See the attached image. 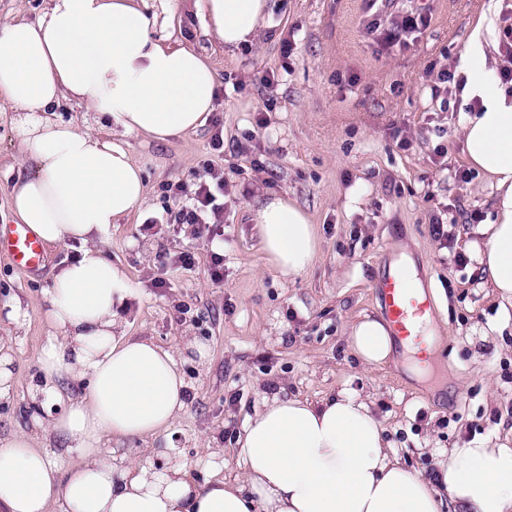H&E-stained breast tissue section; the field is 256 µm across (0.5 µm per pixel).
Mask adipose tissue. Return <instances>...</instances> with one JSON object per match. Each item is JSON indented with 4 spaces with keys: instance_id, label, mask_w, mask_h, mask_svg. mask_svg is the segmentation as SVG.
Returning <instances> with one entry per match:
<instances>
[{
    "instance_id": "ef3b65f1",
    "label": "adipose tissue",
    "mask_w": 512,
    "mask_h": 512,
    "mask_svg": "<svg viewBox=\"0 0 512 512\" xmlns=\"http://www.w3.org/2000/svg\"><path fill=\"white\" fill-rule=\"evenodd\" d=\"M205 29L232 49L256 39L268 0H194ZM172 0H47L36 20H0V112L23 125L11 188L18 223L44 242L76 243L80 255L45 291L48 340L33 404L59 405L45 431L76 462L53 460L24 432L0 437V512H512V446L449 449L433 475L392 459L369 398L348 391L313 403L272 398L236 439L241 480L212 472L198 484L186 465L165 470L114 457L127 439L153 442L183 414L186 383L174 353L127 335L119 310L131 293L124 270L101 255L113 224L147 197L145 166L126 136L156 141L195 130L217 97V76L193 50L160 31ZM498 0H489L460 61L465 99L481 107L460 135L466 162L493 189L482 225L481 271L512 302V92L487 65L498 42ZM75 101L95 122L56 119ZM260 248L281 278L303 273L319 248L307 213L281 195L264 199ZM394 338L385 319L360 315L349 348L384 367Z\"/></svg>"
}]
</instances>
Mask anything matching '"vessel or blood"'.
<instances>
[{
	"mask_svg": "<svg viewBox=\"0 0 512 512\" xmlns=\"http://www.w3.org/2000/svg\"><path fill=\"white\" fill-rule=\"evenodd\" d=\"M0 256L8 258L18 270L31 273L44 266L46 247L27 225L7 224L0 226ZM376 298L395 335L404 338L413 335L417 318L432 312L430 299L416 298L413 279L400 268L387 271L377 287Z\"/></svg>",
	"mask_w": 512,
	"mask_h": 512,
	"instance_id": "obj_1",
	"label": "vessel or blood"
}]
</instances>
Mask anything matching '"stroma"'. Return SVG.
I'll use <instances>...</instances> for the list:
<instances>
[{
	"instance_id": "35a3bbf8",
	"label": "stroma",
	"mask_w": 512,
	"mask_h": 512,
	"mask_svg": "<svg viewBox=\"0 0 512 512\" xmlns=\"http://www.w3.org/2000/svg\"><path fill=\"white\" fill-rule=\"evenodd\" d=\"M487 0H270L251 44L226 50L205 35L201 15L177 13L174 39L204 56L217 75L215 109L196 130L164 142L126 138L147 162L149 194L140 211L113 225L104 255L133 290L121 315L128 335L173 350L188 384L187 407L169 436V457L130 440L117 453L165 468L186 464L205 483L214 460L225 480L240 478L235 439L263 400L318 402L348 390L367 395L399 462L436 469L442 449L512 435V305L478 271L458 266L476 230L492 219V189L465 162L462 121L476 110L461 88L436 91L440 70L460 56ZM425 10L428 21L389 44L395 15ZM222 126L223 150L211 147ZM18 131L0 125V225L14 223L10 187L19 169ZM224 175V237L162 218L165 186L194 182L203 161ZM285 195L315 224L314 263L291 280L260 249L256 211L263 196ZM155 219L143 233L146 219ZM442 224L447 237L433 235ZM195 252L193 268L162 271L161 249ZM224 253V280L210 277V254ZM77 245L50 246L48 263L23 273L0 258V335L15 339L18 382L0 398V436L37 431L30 400L47 341L44 295ZM412 260L439 327L429 380L409 377L405 355L366 369L349 349L359 315H381L375 288L399 256ZM163 276L170 287L156 288ZM20 303L21 316L7 318ZM196 338L205 356L184 349Z\"/></svg>"
}]
</instances>
